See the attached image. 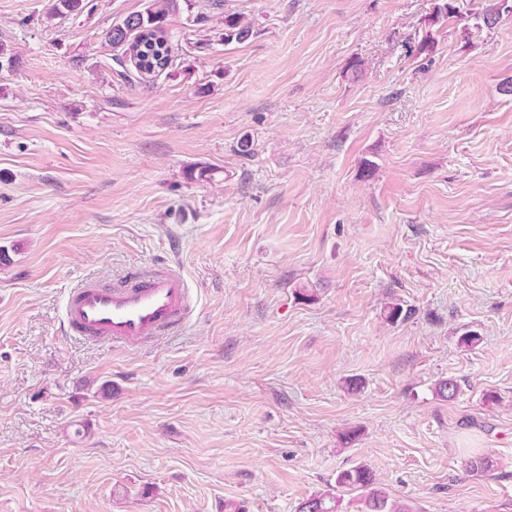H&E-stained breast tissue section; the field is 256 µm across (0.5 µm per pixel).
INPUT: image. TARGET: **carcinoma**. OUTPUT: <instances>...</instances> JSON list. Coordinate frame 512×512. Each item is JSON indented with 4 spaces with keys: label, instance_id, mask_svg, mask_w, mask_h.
<instances>
[{
    "label": "carcinoma",
    "instance_id": "1",
    "mask_svg": "<svg viewBox=\"0 0 512 512\" xmlns=\"http://www.w3.org/2000/svg\"><path fill=\"white\" fill-rule=\"evenodd\" d=\"M495 2L488 0L481 11L468 15L460 11L456 0H438L433 12L425 19V36L409 47L408 53L421 55L432 51L435 45L433 27L449 19L461 24L464 39L470 40L472 29L478 30L483 25L491 27L502 19V14L494 9ZM175 8L177 0H164L161 5L156 0H150L144 11L128 15L104 33L105 43L121 52V55L114 56L118 65H123V57L130 53L137 59V67L119 71V76L126 83L132 85L168 76L178 54L176 44L166 31L165 22L167 14ZM473 18L481 20L482 24L470 25ZM250 32V25L230 15L224 19V33L220 38L226 44L234 40L240 42L247 39ZM345 492L357 493L361 505L359 512H413L408 503L390 498L385 490L377 486L372 471L364 465L339 472L336 485L303 501L299 512H343L341 506Z\"/></svg>",
    "mask_w": 512,
    "mask_h": 512
}]
</instances>
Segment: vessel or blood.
<instances>
[{
  "mask_svg": "<svg viewBox=\"0 0 512 512\" xmlns=\"http://www.w3.org/2000/svg\"><path fill=\"white\" fill-rule=\"evenodd\" d=\"M190 312L185 279L165 265L135 273L118 285L85 283L65 302L68 333L115 346L173 332L183 327Z\"/></svg>",
  "mask_w": 512,
  "mask_h": 512,
  "instance_id": "1",
  "label": "vessel or blood"
}]
</instances>
